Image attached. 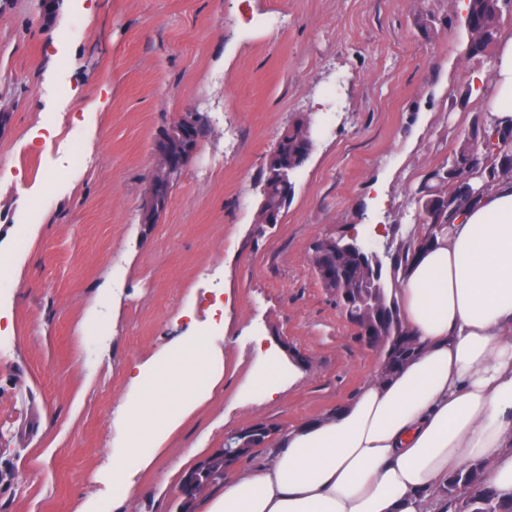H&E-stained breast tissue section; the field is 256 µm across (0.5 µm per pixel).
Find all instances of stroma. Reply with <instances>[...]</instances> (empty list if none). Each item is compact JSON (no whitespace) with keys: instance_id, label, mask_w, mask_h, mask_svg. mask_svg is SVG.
I'll return each instance as SVG.
<instances>
[{"instance_id":"35a3bbf8","label":"stroma","mask_w":512,"mask_h":512,"mask_svg":"<svg viewBox=\"0 0 512 512\" xmlns=\"http://www.w3.org/2000/svg\"><path fill=\"white\" fill-rule=\"evenodd\" d=\"M282 15V27L262 25ZM454 0H0V484L6 512H180L190 449L219 452L256 421L325 419L380 370L310 261L348 225L378 252L417 230L413 195L485 115L493 53L470 55ZM201 113L211 132L158 224L140 206L159 131ZM310 114L314 147L278 224L256 235L268 156ZM207 337L224 378L109 492L126 446L133 364ZM288 358L267 400L247 383L258 343Z\"/></svg>"}]
</instances>
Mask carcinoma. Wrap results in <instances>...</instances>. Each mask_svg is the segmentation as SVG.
<instances>
[{
    "instance_id": "cac0c4a2",
    "label": "carcinoma",
    "mask_w": 512,
    "mask_h": 512,
    "mask_svg": "<svg viewBox=\"0 0 512 512\" xmlns=\"http://www.w3.org/2000/svg\"><path fill=\"white\" fill-rule=\"evenodd\" d=\"M512 14V0H469L466 25L471 34L469 54L479 55L496 39L503 12ZM281 148L289 161L302 166L309 158L307 144L295 134V124L288 125L279 137ZM466 166L479 185L489 189L496 183L512 178V128H499L491 118H476L471 132L464 140L451 163L430 171L416 190L414 201L422 228L395 247L385 252L390 260L389 276L394 288H386L385 280L366 281L357 262L334 253L316 257V265L336 274V285L326 283L322 287L345 288L359 286L357 292L367 306L366 315L382 328V339L377 353L381 361H390L403 368L417 353L416 340L402 348L400 341L409 336L410 330L401 317L397 297L398 276L406 273L409 266L426 247L420 240L433 246L437 238L452 227L453 217L461 203L469 199L464 185L458 180L457 167ZM446 509L449 512H512V499L501 498L490 486L482 464L473 463L466 469L448 477L443 489Z\"/></svg>"
}]
</instances>
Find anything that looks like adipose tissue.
Here are the masks:
<instances>
[{
    "instance_id": "ef3b65f1",
    "label": "adipose tissue",
    "mask_w": 512,
    "mask_h": 512,
    "mask_svg": "<svg viewBox=\"0 0 512 512\" xmlns=\"http://www.w3.org/2000/svg\"><path fill=\"white\" fill-rule=\"evenodd\" d=\"M488 109L512 124V33L493 57ZM418 354L369 380L324 421L293 428L263 463L225 480L206 512H443L450 474L479 462L512 496V180L463 207L399 280ZM221 379L207 337L138 365L123 417L127 450L110 492L128 499L131 455L159 446Z\"/></svg>"
}]
</instances>
